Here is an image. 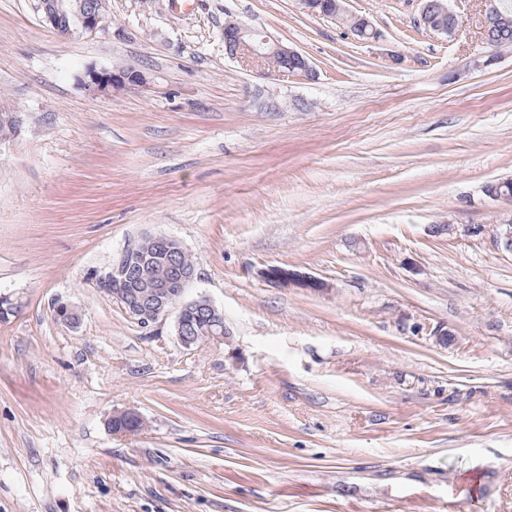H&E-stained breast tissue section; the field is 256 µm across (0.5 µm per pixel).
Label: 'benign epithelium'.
Returning a JSON list of instances; mask_svg holds the SVG:
<instances>
[{
	"label": "benign epithelium",
	"mask_w": 512,
	"mask_h": 512,
	"mask_svg": "<svg viewBox=\"0 0 512 512\" xmlns=\"http://www.w3.org/2000/svg\"><path fill=\"white\" fill-rule=\"evenodd\" d=\"M478 2H480L478 29L481 40L496 50L506 48L503 43L492 39V33L502 20L499 8L495 5L494 0H478ZM35 8L41 13L44 22L63 39L75 33L92 34L106 28L107 21L102 10L87 9L82 0H37ZM446 13H451L447 0H424L420 22L428 24L435 16ZM229 32L232 33L235 41L234 50L230 53L231 57L262 70L267 69L266 61L273 57L299 58L304 63L303 72L299 74V77L309 80L314 77V70L308 60L303 58V55L262 32L238 21L233 23ZM142 80V74L134 70L110 72L90 69L86 71L84 84L92 92H104L110 88L137 84ZM146 242L162 244L173 250L182 249L180 241L173 237H145L141 242L126 248L119 257L113 260L110 269L97 277V283L104 287L112 286V289L106 291L107 297L116 302L131 319L140 325L149 326L171 312L176 313L174 322L176 338L183 347L190 348L197 344L198 338L184 335L186 315L193 310L204 308L218 323L222 319L221 311L204 297L195 299L186 297L187 288L197 277L194 270L182 276L180 288L174 291L170 290L168 283H158L152 300L146 303L137 300L131 292L125 290L123 284L127 278L131 259L145 256L143 247ZM260 276L271 283L287 287L323 289V283L319 279L302 276L281 267L262 269Z\"/></svg>",
	"instance_id": "1"
}]
</instances>
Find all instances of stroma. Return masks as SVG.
<instances>
[{
	"mask_svg": "<svg viewBox=\"0 0 512 512\" xmlns=\"http://www.w3.org/2000/svg\"><path fill=\"white\" fill-rule=\"evenodd\" d=\"M345 0L365 42L300 0H102L61 39L0 0V512H512V48L447 0ZM237 20L301 53L312 81L242 66ZM144 80L90 93L87 69ZM196 262L187 295L226 342L183 347L95 278L146 236ZM283 266L312 292L264 281ZM74 306L72 330L53 315ZM143 428L114 434L113 413ZM260 276L271 283L287 287L294 286L296 288H310L313 290L323 289V283L319 279L311 276H301L295 271L281 267L277 269L273 267L262 269L260 270Z\"/></svg>",
	"mask_w": 512,
	"mask_h": 512,
	"instance_id": "1",
	"label": "stroma"
}]
</instances>
